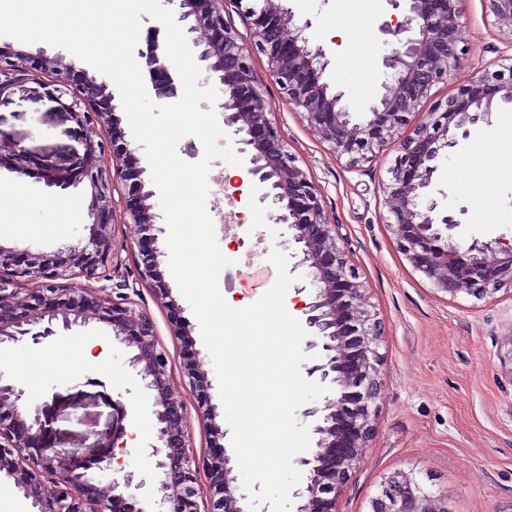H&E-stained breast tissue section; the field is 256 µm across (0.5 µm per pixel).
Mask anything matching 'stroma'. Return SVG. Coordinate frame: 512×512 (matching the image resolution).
Returning a JSON list of instances; mask_svg holds the SVG:
<instances>
[{
    "label": "stroma",
    "instance_id": "1",
    "mask_svg": "<svg viewBox=\"0 0 512 512\" xmlns=\"http://www.w3.org/2000/svg\"><path fill=\"white\" fill-rule=\"evenodd\" d=\"M298 21H310L306 34L322 45L331 63L325 78L345 91L350 111H365L381 95L386 78L382 63L390 36L385 25L395 13L390 0H373L368 12L348 15L344 0H290ZM462 52L448 81L437 84L419 111L456 93L480 70H498L512 56V28L498 23L487 0H464ZM228 22L237 29L245 55L252 57L257 82L264 90L282 138L296 164L321 188L323 206L348 249L350 262L363 284L365 302L382 324V388L376 401L374 431L362 458L340 494L337 512H367L368 501L383 479L401 470L423 487L448 497L450 512H512V288L503 287L485 298L436 291L412 271L396 248L385 219L389 206L378 189L395 156L387 149L373 161L352 170L331 150L267 77L264 56L256 54L250 21L228 9ZM512 104H498L490 122L472 126L468 138L440 167L433 196L440 209L459 211L465 232L483 239L512 237V157L495 148L512 142V126L504 117ZM0 132L36 156L39 167L62 166L81 147L83 132L57 103L34 104L22 94L0 101ZM483 145L489 180L466 166L476 145ZM458 188L449 189V178ZM18 183L16 195L0 199V242L21 248L52 251L85 237L89 196L86 189L64 191L47 187L38 175L16 181L0 168V183ZM234 209L255 216L249 226L217 231L222 253L233 259L232 274L221 293L230 306L257 301L274 283L276 269L269 260L281 240L282 226L271 223L267 208L254 196L238 195ZM138 304L150 312L171 362L172 388L191 415L188 432L194 452L211 457L215 450L193 410L184 368L193 356L204 358L212 370L200 329L188 341L170 332V313L147 285H140ZM97 340L93 357L69 371H59L60 346H83ZM129 353L107 327L92 323L43 339L0 346V370L13 380L22 371L39 374L40 387L31 392L40 400L53 388L76 387L89 393L87 379L104 384L107 393L132 408L137 437L125 457L136 479L154 484L156 473L148 457L154 444L155 420L149 396Z\"/></svg>",
    "mask_w": 512,
    "mask_h": 512
}]
</instances>
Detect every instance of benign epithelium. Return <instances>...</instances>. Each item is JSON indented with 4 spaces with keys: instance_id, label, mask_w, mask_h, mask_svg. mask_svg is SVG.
<instances>
[{
    "instance_id": "1",
    "label": "benign epithelium",
    "mask_w": 512,
    "mask_h": 512,
    "mask_svg": "<svg viewBox=\"0 0 512 512\" xmlns=\"http://www.w3.org/2000/svg\"><path fill=\"white\" fill-rule=\"evenodd\" d=\"M402 1L404 21L390 30L396 45L383 56L389 78L382 84L379 102L355 119L343 104L345 92L324 80L330 59L323 46L312 45L306 36L311 22L297 24L288 0H164L177 6L178 20L188 33L203 34L193 39L200 48V84H212L222 94L224 129L233 135L258 202L269 206V221L287 229L280 245L292 250V269L301 270L310 286L311 300L303 306L305 349L318 351V358L305 370L329 392L303 411L311 421L314 447L294 461L301 482L292 492V512H336L337 498L373 433L383 331L362 303V284L339 225L326 216L319 186L286 149L251 57L242 53L238 32L224 18L223 3L244 8L256 50L266 57L268 77L338 157L357 166L394 147L396 156L379 189L393 203L385 222L411 268L439 291L483 298L504 286L512 288V241L464 235L454 214L436 213L432 186L440 165L459 138H467L469 127L490 123L494 103H512V63L477 73L414 121L417 103L434 85L448 81L458 63L463 10L462 0H391L397 8ZM488 2L498 20L512 22V0ZM137 57L149 72L163 75L151 79L156 97H177L165 46L149 40ZM41 73L51 74L52 80L41 93L29 90L27 84ZM17 92L34 103L45 98L56 102L80 126L98 128L100 136L85 135L83 151L75 153L71 169L40 172L47 186L61 190L86 183L88 235L51 253L0 243V345L28 339L37 344L55 335L58 326L69 330L95 321L111 328L128 349V364L152 399L156 443L148 457L154 459L157 482L145 493V482L133 483L131 474L114 466L116 445L128 435V409L121 399L98 395L111 409L102 441L67 448L54 423L73 395L55 390L51 397L33 402L2 371L0 474L13 480L28 512H150L151 506L159 507L158 512H200L198 477L203 465L210 473L209 512H247L239 505L247 494H236L233 457L224 451L204 463L196 458L186 432L187 409L172 393L168 354L152 316L132 299L137 285L144 283L161 303L174 305L163 269L167 253L159 246L165 229L158 226L156 191L148 187L147 167L136 156L140 147L126 139L119 99L105 80L77 72L62 55L1 46L0 101ZM0 162L18 179L30 176L35 166L24 148L2 135ZM119 183L127 187L122 197L125 219L141 231L135 284L124 280L95 292L68 288L64 281L75 272L94 278L119 256L109 232L113 191ZM19 280L35 287L21 296L13 288ZM191 328L181 312L173 313L172 336L185 339ZM186 376L190 390L198 393V417L217 443L224 431L206 395L211 382L204 360H195ZM50 479L55 481L51 490L46 488ZM367 512H448V497L428 492L414 477L397 471L381 482Z\"/></svg>"
}]
</instances>
